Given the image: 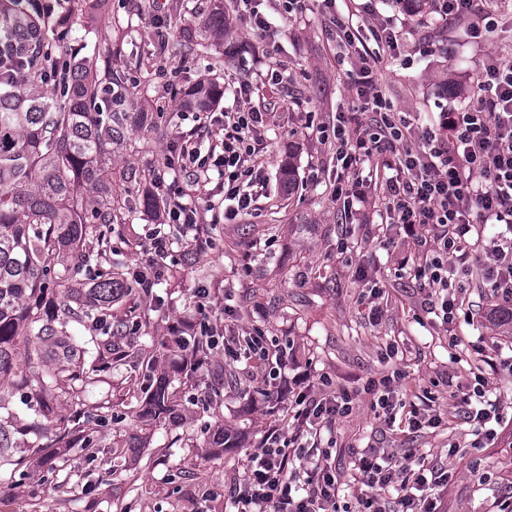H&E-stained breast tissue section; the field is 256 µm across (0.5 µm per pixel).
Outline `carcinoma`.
<instances>
[{"label": "carcinoma", "mask_w": 512, "mask_h": 512, "mask_svg": "<svg viewBox=\"0 0 512 512\" xmlns=\"http://www.w3.org/2000/svg\"><path fill=\"white\" fill-rule=\"evenodd\" d=\"M229 25L217 5L188 51L224 44ZM124 43L119 35L108 54L74 61L63 89L49 91L41 17L30 0H0V486L24 485L29 456L44 448L97 456L103 430L121 416L111 395H91L115 373L135 369L130 386L154 420L172 410L173 380L156 374L155 356L127 343L151 315H165L163 299L139 286L112 241L134 209L132 187L156 179L146 167L112 171V155L132 146L133 131L157 130L143 108L149 87L133 93L119 65ZM223 93L215 83L175 91L187 105ZM127 296L143 317L117 311ZM211 350V336L201 335L189 360ZM58 397L72 412L29 445L27 431L54 417ZM42 467V484L63 486L54 457Z\"/></svg>", "instance_id": "cac0c4a2"}]
</instances>
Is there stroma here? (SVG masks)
<instances>
[{"instance_id": "stroma-1", "label": "stroma", "mask_w": 512, "mask_h": 512, "mask_svg": "<svg viewBox=\"0 0 512 512\" xmlns=\"http://www.w3.org/2000/svg\"><path fill=\"white\" fill-rule=\"evenodd\" d=\"M140 2L111 0V19H131L137 30L136 57L152 51L155 32L150 13L137 9ZM306 5L291 18L282 15L277 0H259L270 31L261 35L245 22H233L223 47H211L205 58L180 50L179 34H169L149 96L158 126L193 134L201 151H208L209 128L170 97L168 84L216 77L224 85L221 105L229 110L243 103L238 90L247 86L248 107L269 115L257 135L266 180L254 208L235 217L225 216L224 191L211 184L209 195L197 202L209 241L193 252V266L173 289L165 317L151 319L132 342L149 352L153 337L169 335L173 324L204 319L230 334L261 330L277 348H291L288 375L306 373L317 395L332 396L342 388L359 392L351 413L321 432L324 462L341 475L340 503L349 512L361 508L354 462L368 446L398 457L411 448L426 464L450 470L439 491L443 512H500L512 495V327L498 321L501 303L479 279L459 289L462 307L455 321L445 324L429 313L430 288L415 276L424 249L387 210L383 184L390 170L365 162L359 189L370 208L351 216L341 212L333 198L335 149L322 141L320 128L356 112L350 75L359 60L330 33L331 16L347 11L344 0ZM492 6L499 26L476 45L466 38L468 20L449 23L437 34L405 0H356L353 23L369 50L377 49L372 31L379 24L390 25L397 36V50L382 52L377 65L381 90L395 111L413 114L422 128L443 105H473L472 94H450L446 86L474 82L475 63L486 55L512 61V0H492ZM244 42L249 50L225 55V48ZM271 70L280 73L279 85L267 84ZM290 153L298 174L295 189L286 192L279 165ZM147 223L146 210L136 208L112 236L130 268L150 260ZM260 251L273 254V262L256 265ZM205 287L217 294L201 310L196 294ZM373 302L382 309L376 323L367 317ZM228 305L233 314H225ZM158 360L159 372L179 381L172 396L175 418L140 416L126 382L113 376L112 403L123 416L108 433L113 453L89 462L75 449H55L77 483L71 494L38 489L40 460L31 458L29 490L1 493L0 512H116L120 506L129 512H226L229 488L243 476L248 452L287 420L290 402L267 366L225 360L220 346L190 375L179 352H162ZM394 373L396 401L417 405L430 418L410 435L377 418L375 397L367 391L369 382ZM219 380V397L203 407ZM479 383L492 404L482 427L465 420L457 404L461 392Z\"/></svg>"}]
</instances>
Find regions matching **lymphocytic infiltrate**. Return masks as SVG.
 <instances>
[{
	"mask_svg": "<svg viewBox=\"0 0 512 512\" xmlns=\"http://www.w3.org/2000/svg\"><path fill=\"white\" fill-rule=\"evenodd\" d=\"M436 11L445 20L470 19L477 38L497 25L487 0H438ZM352 83L366 120L341 117L335 126L321 129L323 138L336 148L335 195L342 198L344 209H367L366 196L349 192L343 184L366 160H376L392 172L383 190L397 223L426 247V262L416 275L434 290L431 313L442 322L454 321L458 305L448 296V275L453 272L466 279L477 268L488 288L511 303L512 63L485 58L474 90L477 107L439 113L433 126L424 131L418 149L409 147L411 121L385 99L372 62L362 61ZM265 120V113L252 109L225 113L221 154L208 160L194 148L185 153L201 171V184L218 179L229 213L251 210L254 197L245 187L263 181L254 161L253 135ZM154 185L163 194L162 210L169 221L198 223V209L178 182L159 178ZM489 226L497 233L486 246L490 261L483 265L473 238ZM241 346L258 359H274L272 379L282 391H294L295 396L288 427L270 428L257 449L248 453L243 478L231 486L235 512H340L336 501L339 480L331 469L314 464L301 482L292 479L289 470L305 452V439L314 426L330 424L349 412L351 394L343 391L326 400L303 389L304 375L286 376L284 355L270 356L261 331L224 342L230 352ZM357 473L367 489L362 500L365 512H386L384 495L391 491L396 494V512H441L437 490L450 478L447 470L424 464L395 466L388 455L374 448L363 450Z\"/></svg>",
	"mask_w": 512,
	"mask_h": 512,
	"instance_id": "f902f5d3",
	"label": "lymphocytic infiltrate"
}]
</instances>
